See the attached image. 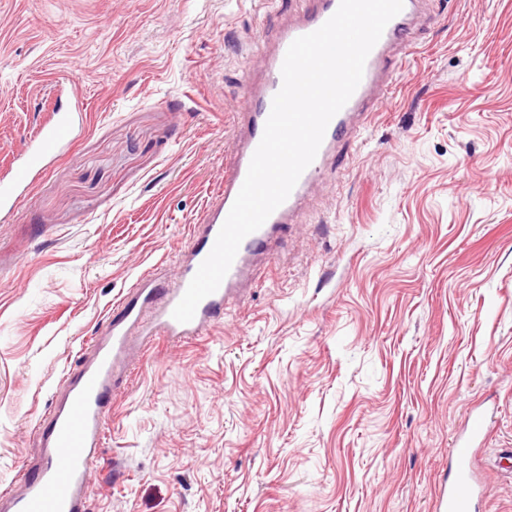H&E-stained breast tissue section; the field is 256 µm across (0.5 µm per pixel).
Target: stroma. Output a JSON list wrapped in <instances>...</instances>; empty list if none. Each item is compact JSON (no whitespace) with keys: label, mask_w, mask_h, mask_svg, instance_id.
<instances>
[{"label":"stroma","mask_w":512,"mask_h":512,"mask_svg":"<svg viewBox=\"0 0 512 512\" xmlns=\"http://www.w3.org/2000/svg\"><path fill=\"white\" fill-rule=\"evenodd\" d=\"M306 7L0 0V175L76 79L71 145L0 221V488L64 372L224 180L257 41ZM336 175L207 334L112 397L88 512H432L472 412L512 512V0H424Z\"/></svg>","instance_id":"35a3bbf8"}]
</instances>
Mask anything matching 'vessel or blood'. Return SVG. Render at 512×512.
<instances>
[{
    "instance_id": "vessel-or-blood-1",
    "label": "vessel or blood",
    "mask_w": 512,
    "mask_h": 512,
    "mask_svg": "<svg viewBox=\"0 0 512 512\" xmlns=\"http://www.w3.org/2000/svg\"><path fill=\"white\" fill-rule=\"evenodd\" d=\"M308 2L303 17L273 34L272 50L261 76L244 88V105L237 115L238 130L231 142L232 160L224 173V184L197 218L175 277L161 283L154 280L152 272L140 275L120 301L118 315L105 322L80 368L64 374L63 396L48 420L37 428L39 460L19 473L14 487L0 491V507L5 512H87L88 480L100 458L115 373L127 356L130 337L139 335L140 346L145 349L158 337L180 344L202 336L227 305L239 298L256 262L269 256L273 243L293 222L311 189L328 176L339 150L362 136L379 103L391 94L390 63L411 47L413 20L423 0H404L402 11L387 24L370 51L360 84L330 121L315 159L288 198L242 241L221 285L200 302L194 318L177 322L172 312L212 250L262 139L273 98L282 86L281 67L288 47L296 38L318 29L339 6V0ZM79 122L76 112L48 116L22 158L12 164L7 177L0 179L1 218L11 217L23 206L34 178L61 147L72 142ZM486 424L484 414L470 415L464 436L449 449L452 477L440 484L434 512H478L482 491L476 483L473 457L475 444L485 436Z\"/></svg>"
}]
</instances>
